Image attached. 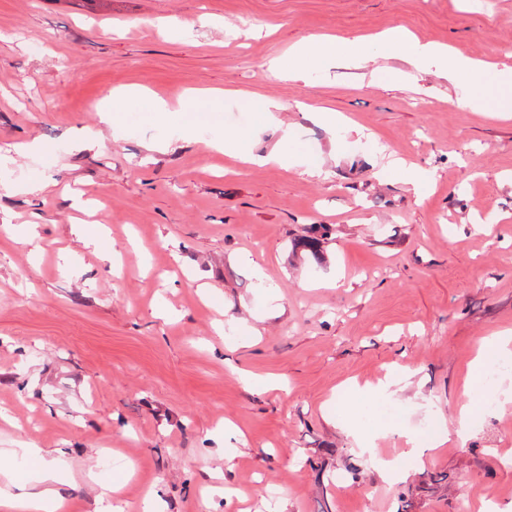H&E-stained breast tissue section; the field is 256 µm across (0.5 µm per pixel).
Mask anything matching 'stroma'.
<instances>
[{
	"label": "stroma",
	"instance_id": "1",
	"mask_svg": "<svg viewBox=\"0 0 512 512\" xmlns=\"http://www.w3.org/2000/svg\"><path fill=\"white\" fill-rule=\"evenodd\" d=\"M396 26L512 67V0H0V448L62 460L66 512L112 481L122 512H512V375L456 434L470 362L512 330V120L490 77L401 80ZM321 35L370 39L384 80L268 74ZM124 87L146 95L103 122ZM392 155L421 189L378 176ZM316 224L318 262L292 247ZM396 368L400 426L370 396ZM214 148L218 150L224 149V154H227L231 157H239L244 163L250 164V165H266V164H273L280 161L281 157L277 152H271L267 155H245L244 157H241L239 155V151L237 148V145L233 141H224L223 144L221 143H215L212 145Z\"/></svg>",
	"mask_w": 512,
	"mask_h": 512
}]
</instances>
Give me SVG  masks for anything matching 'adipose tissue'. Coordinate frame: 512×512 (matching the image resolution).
Masks as SVG:
<instances>
[{"label":"adipose tissue","instance_id":"ef3b65f1","mask_svg":"<svg viewBox=\"0 0 512 512\" xmlns=\"http://www.w3.org/2000/svg\"><path fill=\"white\" fill-rule=\"evenodd\" d=\"M381 41L408 63L404 77L410 82H417L419 74L433 69L452 84L490 73L504 87H512V69L500 70L485 61L455 54L445 46L419 40L402 27L387 30ZM369 49L365 38L314 37L270 61L268 69L274 77L300 81L310 66L339 56L356 67H365ZM63 481L61 465H42L40 449L0 448V512H60L63 503L58 486Z\"/></svg>","mask_w":512,"mask_h":512}]
</instances>
